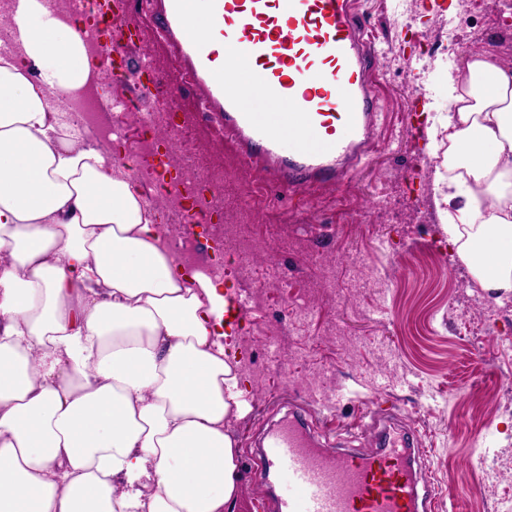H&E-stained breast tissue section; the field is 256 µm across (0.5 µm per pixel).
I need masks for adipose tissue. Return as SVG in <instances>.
Returning <instances> with one entry per match:
<instances>
[{"mask_svg":"<svg viewBox=\"0 0 512 512\" xmlns=\"http://www.w3.org/2000/svg\"><path fill=\"white\" fill-rule=\"evenodd\" d=\"M0 55V512H237L247 403L223 282L175 255L138 182L47 94L100 59L42 0ZM440 132L444 230L479 288L512 294V66L469 58Z\"/></svg>","mask_w":512,"mask_h":512,"instance_id":"obj_1","label":"adipose tissue"}]
</instances>
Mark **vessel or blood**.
<instances>
[{"label":"vessel or blood","mask_w":512,"mask_h":512,"mask_svg":"<svg viewBox=\"0 0 512 512\" xmlns=\"http://www.w3.org/2000/svg\"><path fill=\"white\" fill-rule=\"evenodd\" d=\"M156 38L175 50L239 163L284 187L342 183L374 145L378 114L362 29L348 0H208L210 35H190L186 0H156ZM257 74L273 111H249L232 84ZM425 451L395 439L358 452L316 444L283 421L263 445L294 486L272 512H431Z\"/></svg>","instance_id":"1"}]
</instances>
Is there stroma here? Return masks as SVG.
I'll use <instances>...</instances> for the list:
<instances>
[{"label":"stroma","mask_w":512,"mask_h":512,"mask_svg":"<svg viewBox=\"0 0 512 512\" xmlns=\"http://www.w3.org/2000/svg\"><path fill=\"white\" fill-rule=\"evenodd\" d=\"M450 0H357L378 101L376 149L341 189L276 191L239 165L209 123L191 80L174 95L190 116L188 138L222 169L224 205L257 245L249 276L224 288L264 303L227 343L236 353L248 409L225 426L238 443L243 512H262L265 467L252 451L273 420L299 412L320 441L369 451L373 402L413 428L428 450L436 496L456 490L460 512H503L512 504V296L478 288L442 226L456 210L436 183L446 169L428 129L448 105V75L471 42L483 57L512 65V18L459 27V51L441 30ZM143 33L124 48L121 71L137 111L155 109L138 69L177 72V57L154 37V0H124ZM354 209L358 223L346 221ZM277 234L275 251L263 248Z\"/></svg>","instance_id":"obj_1"}]
</instances>
